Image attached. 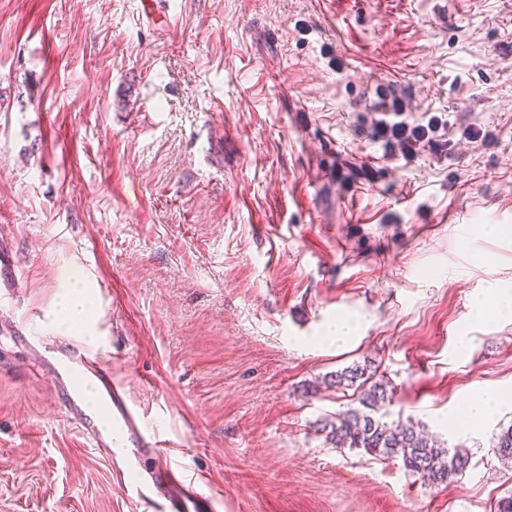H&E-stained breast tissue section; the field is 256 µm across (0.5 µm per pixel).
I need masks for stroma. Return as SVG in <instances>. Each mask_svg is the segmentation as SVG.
<instances>
[{"instance_id":"35a3bbf8","label":"stroma","mask_w":512,"mask_h":512,"mask_svg":"<svg viewBox=\"0 0 512 512\" xmlns=\"http://www.w3.org/2000/svg\"><path fill=\"white\" fill-rule=\"evenodd\" d=\"M143 3L0 0V512H152L57 392L78 342L220 512H496L512 316L472 307L512 292V0ZM381 82L442 151L387 152L351 106ZM353 364L464 478L315 435L352 396L305 386ZM355 331V325L348 317H337L327 325L326 336L321 339L336 346L345 343ZM504 400L505 396L496 391L475 393L466 406L465 420H470L474 415L491 417Z\"/></svg>"}]
</instances>
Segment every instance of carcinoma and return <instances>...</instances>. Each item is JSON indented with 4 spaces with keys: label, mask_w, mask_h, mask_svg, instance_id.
Instances as JSON below:
<instances>
[{
    "label": "carcinoma",
    "mask_w": 512,
    "mask_h": 512,
    "mask_svg": "<svg viewBox=\"0 0 512 512\" xmlns=\"http://www.w3.org/2000/svg\"><path fill=\"white\" fill-rule=\"evenodd\" d=\"M368 367H346L309 385L311 392L320 386L357 393L358 406L316 423L315 432L335 448H362L383 458H397L410 474L433 487L458 482L469 466V456L460 448L445 454L438 450L410 421H385L384 408L392 393L382 381L373 380ZM495 448L503 461H512V425L496 435Z\"/></svg>",
    "instance_id": "1"
}]
</instances>
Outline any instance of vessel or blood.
Segmentation results:
<instances>
[{"mask_svg":"<svg viewBox=\"0 0 512 512\" xmlns=\"http://www.w3.org/2000/svg\"><path fill=\"white\" fill-rule=\"evenodd\" d=\"M55 375L65 391L76 424L91 437L95 448L112 462H119L122 458L112 437L103 434L94 416L82 410L76 388V380L80 377L96 382L103 400L123 432L128 437L139 438L155 458L157 466L154 471L146 473L139 480L124 483L123 489L128 497L139 499L145 494H154V512H217L214 500L201 492L194 481L164 462L168 440L162 439L160 433L150 426L144 412L123 399L119 386L113 384L109 372L94 365L87 349L73 347L64 359L56 362Z\"/></svg>","mask_w":512,"mask_h":512,"instance_id":"obj_1","label":"vessel or blood"}]
</instances>
